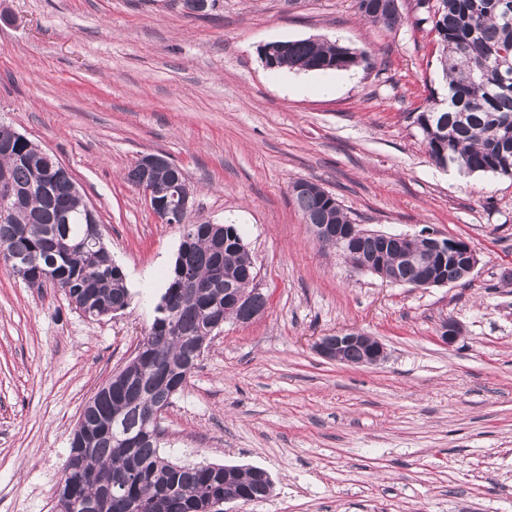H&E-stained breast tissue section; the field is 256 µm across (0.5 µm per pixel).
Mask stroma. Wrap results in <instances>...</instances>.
Wrapping results in <instances>:
<instances>
[{"instance_id": "stroma-1", "label": "stroma", "mask_w": 512, "mask_h": 512, "mask_svg": "<svg viewBox=\"0 0 512 512\" xmlns=\"http://www.w3.org/2000/svg\"><path fill=\"white\" fill-rule=\"evenodd\" d=\"M394 30L354 0H0V124L72 173L126 277L129 305L85 317L63 290L0 264V512H56L70 434L135 356L183 228L158 223L126 178L166 154L188 178L190 224H234L264 314L214 332L161 414L176 463L265 469L260 502L228 512H512V178L429 157L415 122L446 99L417 0ZM367 52L336 93L274 73L277 40ZM319 184L363 229L468 242V280L415 288L322 247L291 200ZM459 330L453 344L441 326ZM342 328L378 338V366L313 349Z\"/></svg>"}]
</instances>
